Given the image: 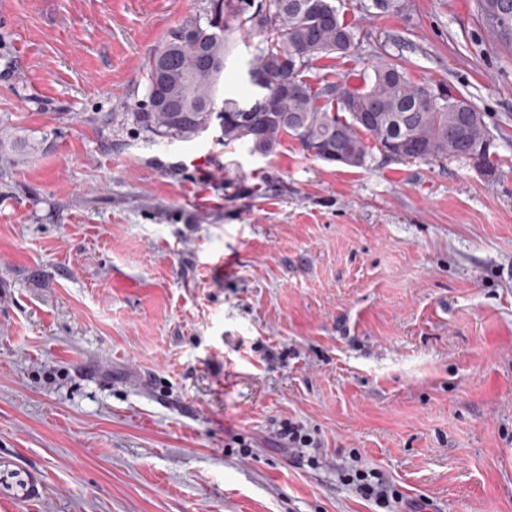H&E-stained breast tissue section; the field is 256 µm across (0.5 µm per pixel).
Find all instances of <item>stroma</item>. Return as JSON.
<instances>
[{
	"instance_id": "1",
	"label": "stroma",
	"mask_w": 512,
	"mask_h": 512,
	"mask_svg": "<svg viewBox=\"0 0 512 512\" xmlns=\"http://www.w3.org/2000/svg\"><path fill=\"white\" fill-rule=\"evenodd\" d=\"M335 4L358 48L313 75L394 60L466 97L494 177L262 156L216 121L145 142L149 61L204 0H0V132L52 133L0 157V512H381L356 463L394 512H512V58L475 0ZM259 44L235 34L222 97ZM278 441L283 442L292 451H298L302 448H314V439L306 433L303 428L295 423L288 422L282 425L275 432ZM341 480L352 486L361 498L373 501L382 509H390L393 503L403 499L398 488L391 484L377 468L352 467L341 474Z\"/></svg>"
}]
</instances>
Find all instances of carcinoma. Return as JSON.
Masks as SVG:
<instances>
[{"instance_id": "1", "label": "carcinoma", "mask_w": 512, "mask_h": 512, "mask_svg": "<svg viewBox=\"0 0 512 512\" xmlns=\"http://www.w3.org/2000/svg\"><path fill=\"white\" fill-rule=\"evenodd\" d=\"M220 0H207L202 14L185 17L157 52L147 72L146 99L130 113L151 143L188 142L205 132L218 106H224V143H250L252 152L271 153L282 137L299 141L313 156L329 162L324 150L343 155V165L366 166L371 150H390L400 159L437 158L471 161L478 157L496 170L490 152L493 137L484 116L463 96L435 92L407 77L396 62L373 66V78L359 87L306 79L312 62L331 54L348 56L358 44L354 28L337 15L333 0H324L332 20H317L302 8L306 0H282L270 19L249 26L262 47L250 67L265 75L269 90L278 92L270 112H238L236 100L217 104L224 62L232 51L230 36L212 34ZM497 5L512 24V0H476L477 12L493 45L512 54V31L501 37L491 27L487 10ZM345 101L338 104L331 90ZM48 133L24 130L0 137V156L26 157L44 150Z\"/></svg>"}]
</instances>
